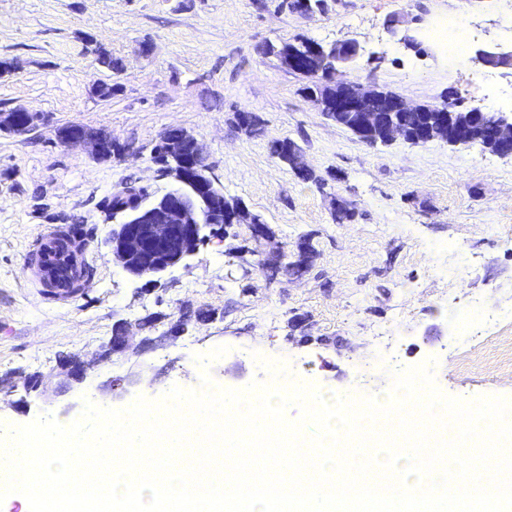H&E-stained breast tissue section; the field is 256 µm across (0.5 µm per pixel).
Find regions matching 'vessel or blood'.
<instances>
[{
    "label": "vessel or blood",
    "mask_w": 512,
    "mask_h": 512,
    "mask_svg": "<svg viewBox=\"0 0 512 512\" xmlns=\"http://www.w3.org/2000/svg\"><path fill=\"white\" fill-rule=\"evenodd\" d=\"M88 243L79 224H53L39 234L24 255L29 283L55 303L72 301L86 281Z\"/></svg>",
    "instance_id": "1"
}]
</instances>
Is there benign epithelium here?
<instances>
[{
    "mask_svg": "<svg viewBox=\"0 0 512 512\" xmlns=\"http://www.w3.org/2000/svg\"><path fill=\"white\" fill-rule=\"evenodd\" d=\"M331 52L336 61L347 64L359 54V45L354 40H344L330 47L307 43L300 49L290 51L284 65L309 77L321 74L318 68L321 56ZM477 61L486 68L512 69V51L497 45L487 46L477 52ZM327 98L311 95V99L324 116L336 124L367 137V143L387 144L398 139L412 144L424 145L434 140H443L450 146L467 147L475 141L502 158H512V116L504 115L496 124L485 128L477 126L471 117L460 118L452 107V100L437 104L412 105L399 96L389 93L380 98L381 109L372 107L378 91L342 76L330 82ZM421 114V119L407 124L403 121L409 113ZM37 120L35 114L24 110L0 112V131L24 135ZM65 146H84L96 158H109L117 148L109 135L95 134L75 125L57 133ZM163 155V174L173 182L172 189L158 197L155 206L143 209L139 201L128 207L129 213L113 225L105 243L112 254V262L134 278L157 277L169 268L193 256L207 236L205 215L198 208L201 202L212 200L213 181L200 174L195 158L203 155L197 139L192 143H167L161 139L153 155ZM250 212L238 207L237 213L226 218L235 224H252L255 236L265 235V225L259 220H249ZM133 346V337L120 330L119 344L108 342L106 348L92 360L69 357L60 364V375L69 382L81 383L95 364L114 354L126 353ZM42 387V376L34 373L19 379L9 374L0 376V393L8 396L20 395L18 402L37 393Z\"/></svg>",
    "mask_w": 512,
    "mask_h": 512,
    "instance_id": "1",
    "label": "benign epithelium"
}]
</instances>
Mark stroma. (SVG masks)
<instances>
[{"mask_svg": "<svg viewBox=\"0 0 512 512\" xmlns=\"http://www.w3.org/2000/svg\"><path fill=\"white\" fill-rule=\"evenodd\" d=\"M279 0H0V111L24 108L39 121L24 135L0 133V375L46 377L27 407L0 402V423L40 415L74 422L83 400L121 409L135 397L196 389L193 354H219L231 390L252 383L323 388L378 397L405 369L429 364L440 393L512 401V159L443 141L371 146L327 120L305 92L306 77L266 58L262 47L304 35L360 45L348 79L435 104L512 84V72L474 59L449 60L391 36L386 20L448 14L477 27L473 49L512 48V0H332L310 18ZM107 52L121 71L98 61ZM112 87L99 98L98 85ZM258 115L262 134L242 132L236 112ZM105 131L124 160L93 159L62 145L58 129ZM194 134L227 197L261 215L268 237L235 224L222 238L154 281L112 262L111 221L99 203L125 181L162 194L171 187L152 160L161 136ZM290 138L315 174L306 179L271 154ZM354 216L335 220L334 198ZM83 224L97 265L83 295L57 306L29 288L23 257L61 218ZM310 262L297 271V244ZM270 258L275 273L255 270ZM124 322L132 335L171 336L157 350L113 356L78 385L59 375L63 355L88 358ZM153 388L106 395L108 379L135 375ZM73 411H66V404Z\"/></svg>", "mask_w": 512, "mask_h": 512, "instance_id": "obj_1", "label": "stroma"}]
</instances>
